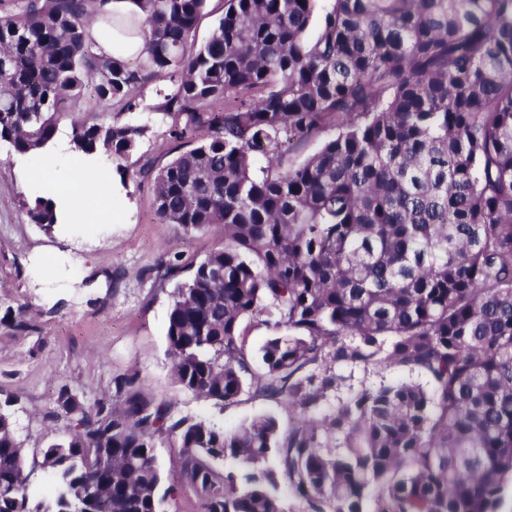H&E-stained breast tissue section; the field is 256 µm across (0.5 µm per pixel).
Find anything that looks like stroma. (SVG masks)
Listing matches in <instances>:
<instances>
[{"mask_svg": "<svg viewBox=\"0 0 512 512\" xmlns=\"http://www.w3.org/2000/svg\"><path fill=\"white\" fill-rule=\"evenodd\" d=\"M162 87L161 81L149 82L133 112L118 103L100 107L122 121L149 127L128 158H99L112 206L120 214L117 221L58 224L43 231L25 212L37 197L39 174L8 144H0V395L18 399L15 421L26 442L30 492L39 500L49 499L54 486L39 466V451L68 428L66 418L48 423L43 416L64 386L90 405L113 392L116 376L139 370L147 388L179 416H213L227 430L264 414L276 416L284 429L296 422L285 403L247 393L215 412L172 378L166 327L173 284L157 278L155 266L162 259L183 266L200 261L217 237L207 232L189 240L179 225L159 223L153 182L139 174L146 165H165L180 147L156 110ZM24 305L39 311L38 331L21 334L4 325L8 308ZM342 374L329 407L360 389L404 378L395 368H346ZM155 451L165 485L175 489L166 512H203L199 495L181 476L180 448L160 440Z\"/></svg>", "mask_w": 512, "mask_h": 512, "instance_id": "obj_1", "label": "stroma"}]
</instances>
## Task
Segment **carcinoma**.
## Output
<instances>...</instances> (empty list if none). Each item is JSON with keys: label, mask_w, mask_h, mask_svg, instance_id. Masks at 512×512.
<instances>
[{"label": "carcinoma", "mask_w": 512, "mask_h": 512, "mask_svg": "<svg viewBox=\"0 0 512 512\" xmlns=\"http://www.w3.org/2000/svg\"><path fill=\"white\" fill-rule=\"evenodd\" d=\"M0 10V143L53 140L71 109L167 78L156 111L195 140L142 174L155 214L220 241L170 293L167 354L185 391L223 408L284 399L233 431L180 416L114 379L120 403L62 388L71 421L41 449L55 494L34 501L16 401L0 403V512H164L154 448H181L205 512H500L512 479V0H9ZM318 23H313V18ZM102 20L145 40L135 59L94 49ZM338 133L282 166L293 141ZM148 131L102 113L73 149L129 156ZM264 158L265 166L257 165ZM30 221L58 223L52 200ZM270 336L253 367L250 326ZM342 367L423 375L359 391L322 417ZM336 440L332 448L328 440Z\"/></svg>", "instance_id": "carcinoma-1"}]
</instances>
